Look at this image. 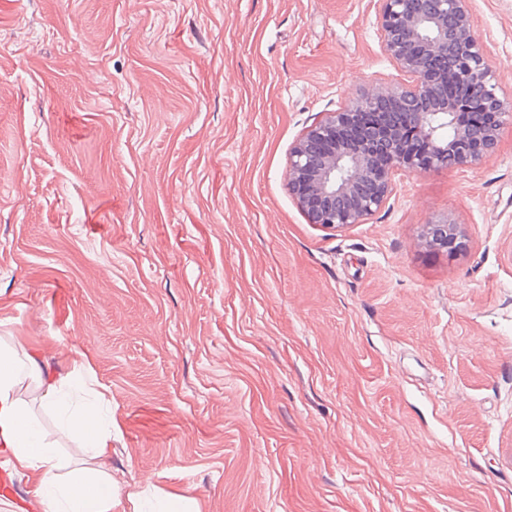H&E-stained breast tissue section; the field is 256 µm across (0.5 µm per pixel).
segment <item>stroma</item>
<instances>
[{
  "instance_id": "1",
  "label": "stroma",
  "mask_w": 512,
  "mask_h": 512,
  "mask_svg": "<svg viewBox=\"0 0 512 512\" xmlns=\"http://www.w3.org/2000/svg\"><path fill=\"white\" fill-rule=\"evenodd\" d=\"M512 98V0H469ZM377 0H0V338L196 512H512V126L335 232L288 192L402 74ZM453 214L469 241L419 244Z\"/></svg>"
}]
</instances>
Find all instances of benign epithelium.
I'll list each match as a JSON object with an SVG mask.
<instances>
[{
	"label": "benign epithelium",
	"mask_w": 512,
	"mask_h": 512,
	"mask_svg": "<svg viewBox=\"0 0 512 512\" xmlns=\"http://www.w3.org/2000/svg\"><path fill=\"white\" fill-rule=\"evenodd\" d=\"M383 52L408 80L375 84L312 126L291 148L288 190L309 223L340 232L382 209L396 178L433 168H461L493 154L504 126L512 123V101L499 95L484 44L471 23L468 0H378ZM448 58L444 85L469 92L453 99L441 94L432 63ZM485 115L469 123L474 109ZM374 123L349 132L365 112ZM441 121L451 136L438 134ZM425 138V154L406 144L408 131ZM420 244L450 255L467 250V239L450 213L424 225Z\"/></svg>",
	"instance_id": "benign-epithelium-1"
}]
</instances>
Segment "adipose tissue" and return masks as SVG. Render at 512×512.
<instances>
[{
  "instance_id": "ef3b65f1",
  "label": "adipose tissue",
  "mask_w": 512,
  "mask_h": 512,
  "mask_svg": "<svg viewBox=\"0 0 512 512\" xmlns=\"http://www.w3.org/2000/svg\"><path fill=\"white\" fill-rule=\"evenodd\" d=\"M85 386L80 370L57 381L43 380L39 372L26 368L17 347L0 343V449L7 452L13 469L40 471L39 512H113L120 504L124 512H184L171 504L152 502L142 492L123 491L107 463L112 433L98 425L100 402L77 409L68 404L72 389ZM27 388L57 408L61 427L84 439L89 465L69 468L46 440L19 397L20 390Z\"/></svg>"
}]
</instances>
